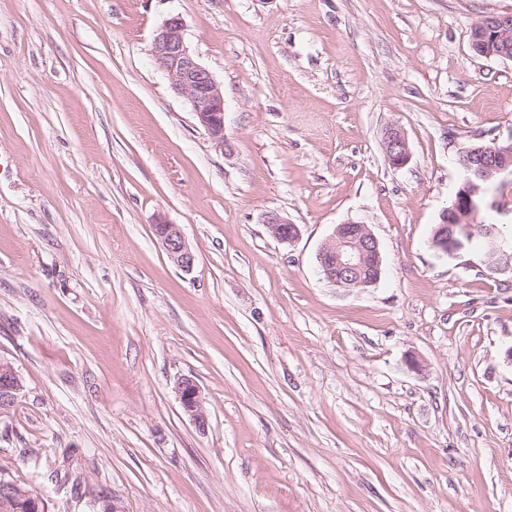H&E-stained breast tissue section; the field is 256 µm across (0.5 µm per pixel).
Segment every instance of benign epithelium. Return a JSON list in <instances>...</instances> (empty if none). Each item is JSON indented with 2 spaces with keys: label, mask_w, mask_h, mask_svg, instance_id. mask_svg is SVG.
Instances as JSON below:
<instances>
[{
  "label": "benign epithelium",
  "mask_w": 512,
  "mask_h": 512,
  "mask_svg": "<svg viewBox=\"0 0 512 512\" xmlns=\"http://www.w3.org/2000/svg\"><path fill=\"white\" fill-rule=\"evenodd\" d=\"M471 47L486 59L512 60V14L488 13L475 22L469 33ZM152 56L168 78L172 90L185 97L199 123L212 140L224 146V93L210 71L190 52L185 41V22L178 15L166 18L156 31ZM382 147L388 163L403 167L411 153L403 130L390 125L382 136ZM462 179L452 205L441 215L433 234L434 246L449 256L467 249L473 237L474 217L484 203L486 189L501 176L512 175V144H477L461 154ZM270 235L281 243H291L300 234L297 225L278 213L267 214L264 221ZM169 260L188 272L195 254L176 224H154ZM485 239L483 264L492 272L512 269V247L495 233V228H482ZM318 263L324 277L344 288H366L376 284L382 273V259L377 238L365 224L347 221L336 226L333 236L322 246ZM22 379L14 366L0 358V418L10 414ZM175 393L183 412L200 428L207 425L205 400L199 385L190 377L180 378ZM4 502L21 497L34 512H45L43 499L21 487L6 488Z\"/></svg>",
  "instance_id": "benign-epithelium-1"
}]
</instances>
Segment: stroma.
Segmentation results:
<instances>
[{"instance_id":"35a3bbf8","label":"stroma","mask_w":512,"mask_h":512,"mask_svg":"<svg viewBox=\"0 0 512 512\" xmlns=\"http://www.w3.org/2000/svg\"><path fill=\"white\" fill-rule=\"evenodd\" d=\"M488 13L512 0H0V357L23 381L0 479L48 512L102 491L126 512H512V270L433 245L461 149L512 141V60L469 41ZM173 14L224 93L223 147L153 62ZM477 218L512 224V175ZM351 220L379 241L368 288L317 262ZM382 147L388 163L393 167H403L410 161L411 153L403 130L396 126H387L382 136ZM264 224H266L270 235L281 243H292L300 234V229L296 224H292L287 218L275 212L267 214ZM169 260L180 270L189 272L195 263V254L177 224L157 222L154 224ZM175 393L183 412L198 426L204 429L207 425L205 400L199 385L190 377L180 378L175 386Z\"/></svg>"}]
</instances>
